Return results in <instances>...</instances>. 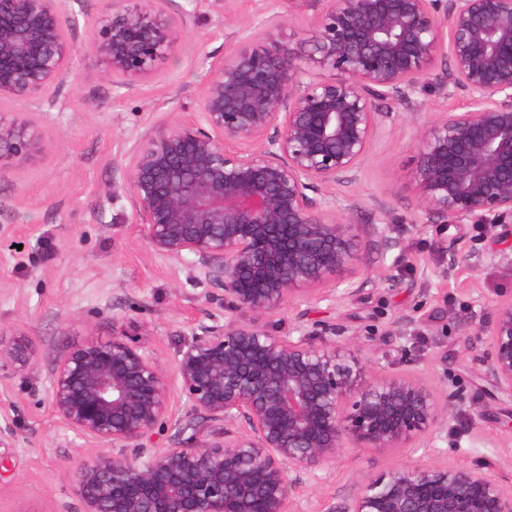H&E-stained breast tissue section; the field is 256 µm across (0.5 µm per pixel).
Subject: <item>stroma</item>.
<instances>
[{
	"mask_svg": "<svg viewBox=\"0 0 512 512\" xmlns=\"http://www.w3.org/2000/svg\"><path fill=\"white\" fill-rule=\"evenodd\" d=\"M222 0H195L183 47L156 74L131 88L113 86L83 51L84 23L61 88L39 103L0 99V113L26 116L42 138L41 152L0 172V343H27L32 362L0 370V512H79L64 457L77 441L52 414L47 376L55 351L110 337L113 325L140 336L169 363L188 325L223 316L220 296L196 270L151 255L125 194H113L126 156L142 135L190 119L210 78V65L236 39ZM415 127L405 123L383 139L338 199H357L362 261L345 277L352 296L296 299L259 323L285 335L300 323L332 320L343 337L378 346L382 375L411 373L438 392L461 391L480 415L462 416L441 437L408 448L349 447L320 483L306 485L301 512H345L358 481L414 460L465 465L512 490V399L495 392L474 341L498 302L512 299V267L495 259L512 245V224H432L408 189ZM388 227L380 237L374 225ZM478 247L474 269L442 270L454 254ZM408 324L404 336L395 323Z\"/></svg>",
	"mask_w": 512,
	"mask_h": 512,
	"instance_id": "1",
	"label": "stroma"
}]
</instances>
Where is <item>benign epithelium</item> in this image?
<instances>
[{
  "mask_svg": "<svg viewBox=\"0 0 512 512\" xmlns=\"http://www.w3.org/2000/svg\"><path fill=\"white\" fill-rule=\"evenodd\" d=\"M77 3L0 0L1 96L37 102L59 87L77 51L63 15ZM287 3L285 14L241 22L224 6V23L245 36L214 64L196 116L151 130L127 155L123 188L147 250L199 270L223 292L224 320L190 324L168 365L116 326L56 351L47 394L84 441L68 457L81 512H293L350 442L405 448L464 411L463 394L413 374L377 377L379 360L336 341L334 323L287 336L239 315L351 294L339 286L361 262V225L332 187L355 179L403 115L416 122L419 211L438 224H512V0ZM316 6L297 41L264 32ZM189 14L114 0L86 20L88 57L129 87L178 52ZM432 82L467 106L423 124L376 107L410 103ZM40 149L27 119L0 114V169ZM477 334L486 374L512 397V299ZM30 361L24 344L0 345V363ZM176 398L189 405L181 417ZM154 433L170 445L145 447ZM347 512H512V491L467 466L412 461L360 483Z\"/></svg>",
  "mask_w": 512,
  "mask_h": 512,
  "instance_id": "1",
  "label": "benign epithelium"
}]
</instances>
